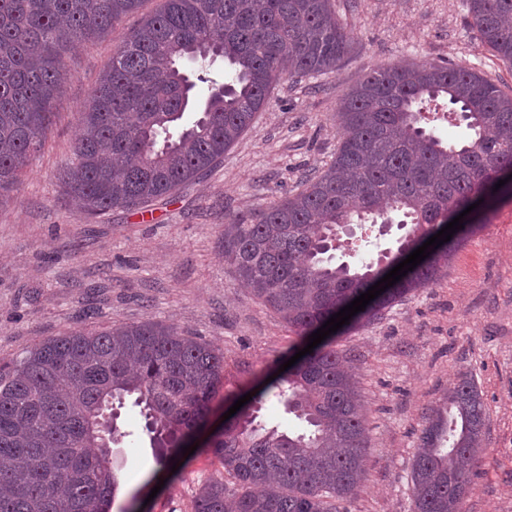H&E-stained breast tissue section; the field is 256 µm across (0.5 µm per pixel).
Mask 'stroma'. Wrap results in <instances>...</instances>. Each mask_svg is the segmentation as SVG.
<instances>
[{
	"label": "stroma",
	"mask_w": 512,
	"mask_h": 512,
	"mask_svg": "<svg viewBox=\"0 0 512 512\" xmlns=\"http://www.w3.org/2000/svg\"><path fill=\"white\" fill-rule=\"evenodd\" d=\"M161 0H144L141 13ZM355 29L334 72L284 77L264 111L204 179L153 202L90 217L68 191L78 118L137 26L126 16L112 35L64 52L67 80L52 100V130L0 202V366L39 341L71 330L172 324L224 354L225 406L258 394L302 344L224 260V224L299 192L332 161L339 100L368 69L412 61L479 69L512 95V65L482 46L462 0H336ZM464 240L437 284L370 323L335 334L365 404L367 478L341 512H411V466L425 418L459 379L473 377L486 405V441L462 512H512V195L465 218ZM397 227L358 224L337 262L363 263L390 247ZM129 436L112 448L120 484L109 512L145 503L147 512H193L200 485L223 477L219 460L195 451L176 469L157 464L139 407L118 421Z\"/></svg>",
	"instance_id": "1"
}]
</instances>
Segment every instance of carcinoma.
Segmentation results:
<instances>
[{"label": "carcinoma", "instance_id": "cac0c4a2", "mask_svg": "<svg viewBox=\"0 0 512 512\" xmlns=\"http://www.w3.org/2000/svg\"><path fill=\"white\" fill-rule=\"evenodd\" d=\"M143 0H0V197L51 132L66 79L61 49L101 38ZM470 25L512 63V0H463ZM354 30L335 0H164L114 48L80 112L77 163L64 175L84 213L136 210L206 175L249 128L285 76L333 72ZM221 57L228 78H191L187 64ZM198 115L185 114L197 83ZM447 112L468 136L448 140L427 112ZM341 141L304 189L224 225V261L300 338L316 332L468 206L498 172H512V96L471 67L412 63L365 73L341 100ZM410 225L375 262L333 267L325 255L347 224ZM458 240L443 243L362 311L389 307L448 275ZM224 383V354L154 322L77 330L36 344L0 368V512H108L119 486L108 465L125 437L114 404L134 398L160 466L206 420ZM274 397L304 422L259 421L263 397L224 421L204 451L235 479L200 486L194 512H339L366 478L365 418L356 379L334 340L274 381ZM486 409L462 376L426 416L411 479L412 512H461L483 447Z\"/></svg>", "mask_w": 512, "mask_h": 512}]
</instances>
